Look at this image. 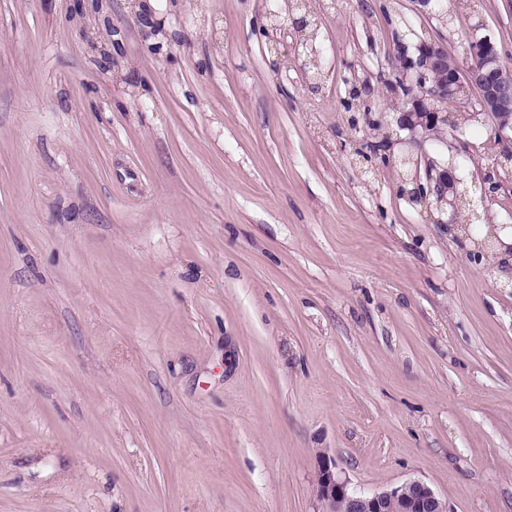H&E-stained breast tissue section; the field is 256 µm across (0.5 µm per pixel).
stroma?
I'll list each match as a JSON object with an SVG mask.
<instances>
[{"label":"stroma","instance_id":"1","mask_svg":"<svg viewBox=\"0 0 512 512\" xmlns=\"http://www.w3.org/2000/svg\"><path fill=\"white\" fill-rule=\"evenodd\" d=\"M306 6L318 74L284 0H0V512H324L323 455L512 512V266L408 198L463 154L512 225V177L386 87L406 26L512 65V0Z\"/></svg>","mask_w":512,"mask_h":512}]
</instances>
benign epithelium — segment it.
Masks as SVG:
<instances>
[{
	"label": "benign epithelium",
	"instance_id": "benign-epithelium-1",
	"mask_svg": "<svg viewBox=\"0 0 512 512\" xmlns=\"http://www.w3.org/2000/svg\"><path fill=\"white\" fill-rule=\"evenodd\" d=\"M465 56L471 64L463 83L458 69L448 68V49L424 40L413 46L399 42L390 87L405 102L397 123L411 132L414 142L442 146L447 137H457L448 105L461 98L466 87L476 93L479 112L491 121L496 135L512 131V68L504 64L497 45L487 36L470 40ZM457 171L451 164L429 166V187L417 182L414 194L429 207L458 209L462 179ZM315 493L327 512H449L447 502L421 480L380 491L353 489L336 463L324 455L320 456Z\"/></svg>",
	"mask_w": 512,
	"mask_h": 512
}]
</instances>
